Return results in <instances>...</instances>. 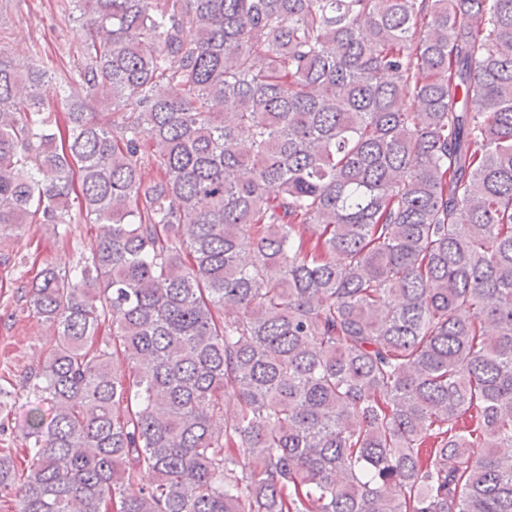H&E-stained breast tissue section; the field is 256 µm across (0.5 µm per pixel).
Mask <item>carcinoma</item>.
Instances as JSON below:
<instances>
[{
    "instance_id": "1",
    "label": "carcinoma",
    "mask_w": 512,
    "mask_h": 512,
    "mask_svg": "<svg viewBox=\"0 0 512 512\" xmlns=\"http://www.w3.org/2000/svg\"><path fill=\"white\" fill-rule=\"evenodd\" d=\"M64 8V122L0 49V242L100 235L18 289L0 498L512 512V0ZM25 398L12 403L10 406L0 408V448H22L21 433L25 425L28 406L25 405Z\"/></svg>"
}]
</instances>
